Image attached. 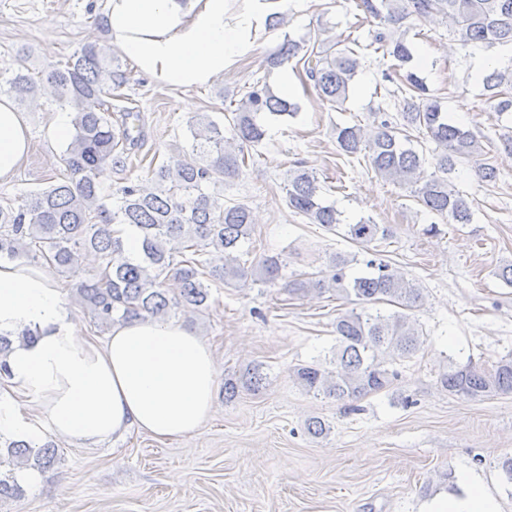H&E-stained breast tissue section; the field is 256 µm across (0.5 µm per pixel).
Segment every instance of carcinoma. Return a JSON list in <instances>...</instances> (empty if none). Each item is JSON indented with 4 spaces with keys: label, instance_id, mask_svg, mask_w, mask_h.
<instances>
[{
    "label": "carcinoma",
    "instance_id": "1",
    "mask_svg": "<svg viewBox=\"0 0 512 512\" xmlns=\"http://www.w3.org/2000/svg\"><path fill=\"white\" fill-rule=\"evenodd\" d=\"M357 7L388 27L375 35V42L405 70L397 84L404 107L400 124L382 119L336 128L340 154H361L384 180L413 188V196L429 213L456 224L470 223L471 203L456 188L452 174L483 149L472 132L448 120L441 98L415 70L411 43L394 33L410 20L441 18L462 47L512 45V0H359ZM294 59L303 64L302 82L331 109H343L360 68V53L327 39L318 38L309 46L288 37L267 66L281 68ZM44 82L53 87L55 104L72 114L73 133L59 157L66 175L0 205L1 258L17 257L23 246L31 259L73 274L92 258V273L79 281L76 293L105 326L162 317L174 306L201 310L210 298L209 281L278 283L280 257L258 256L252 247H244L254 233L252 211L244 202L224 200V184L243 174L245 149L265 138L267 118L296 117L297 102L275 94L267 77L257 79L225 116L228 128L212 120L190 122L189 150L153 169L150 182L121 186L113 207L100 194L99 175L106 166L117 172L128 168L130 133L126 127L117 131L112 122V97L126 84V75L112 68L103 47L87 44L35 75L20 70L6 84L20 102L34 105ZM482 85L493 112H512V67L487 70ZM413 128L439 148L429 175L424 174L425 158L406 134ZM474 172L483 182L498 179L497 168L488 160L478 163ZM283 190L288 209L309 223L333 232L342 225V213L322 198L318 178L301 163L287 171ZM114 224H126L138 235L141 250L136 258L125 256L122 239L112 231ZM390 234L387 225L369 218L347 224L344 237L361 255H339L326 269L281 284L293 295L333 291L360 306L336 318V356L329 366L299 364L292 369V377L307 391L342 402L351 411L362 397L389 387L398 377L396 365L424 344L414 318L423 302L422 289L375 246ZM178 245L180 256L173 254ZM170 277L179 290L173 298L163 287ZM379 304L395 311L383 313ZM440 384L449 394L468 399L512 393V352L490 367L471 362L453 366L441 375ZM6 450L18 462L33 456L40 466L56 457L49 443L35 450L12 440Z\"/></svg>",
    "mask_w": 512,
    "mask_h": 512
}]
</instances>
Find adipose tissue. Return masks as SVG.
I'll return each mask as SVG.
<instances>
[{
    "instance_id": "1",
    "label": "adipose tissue",
    "mask_w": 512,
    "mask_h": 512,
    "mask_svg": "<svg viewBox=\"0 0 512 512\" xmlns=\"http://www.w3.org/2000/svg\"><path fill=\"white\" fill-rule=\"evenodd\" d=\"M281 0H107L112 43L136 71L172 88L207 86L257 47ZM30 151L26 115L0 96V183ZM30 329L6 356L12 392L38 396L58 436L98 444L130 430L160 441L195 435L218 386L210 345L181 324L145 318L115 324L104 343L81 339L74 309L46 270L0 262V333ZM457 492L425 512H501L469 471Z\"/></svg>"
}]
</instances>
